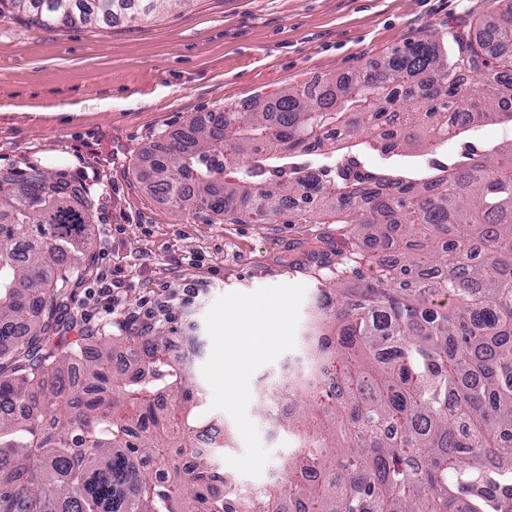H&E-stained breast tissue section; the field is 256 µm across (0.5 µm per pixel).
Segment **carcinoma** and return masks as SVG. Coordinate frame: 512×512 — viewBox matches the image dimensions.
<instances>
[{
  "instance_id": "1",
  "label": "carcinoma",
  "mask_w": 512,
  "mask_h": 512,
  "mask_svg": "<svg viewBox=\"0 0 512 512\" xmlns=\"http://www.w3.org/2000/svg\"><path fill=\"white\" fill-rule=\"evenodd\" d=\"M183 2L0 0V18L95 28ZM489 122L512 123V0L449 45L407 43L143 150L155 163L139 178L181 211L340 225L344 250L315 274L306 368L283 385L301 443L255 493L218 468L226 442L196 418L201 389L169 330L103 328L91 357L52 343L58 299L92 259L91 201L41 171L21 188L0 176V512H512V143L427 170L336 164L342 149L428 152ZM381 239L395 253L364 249ZM119 346L129 361L114 362Z\"/></svg>"
}]
</instances>
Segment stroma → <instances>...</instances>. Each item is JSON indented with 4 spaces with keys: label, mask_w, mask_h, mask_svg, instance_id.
I'll list each match as a JSON object with an SVG mask.
<instances>
[{
    "label": "stroma",
    "mask_w": 512,
    "mask_h": 512,
    "mask_svg": "<svg viewBox=\"0 0 512 512\" xmlns=\"http://www.w3.org/2000/svg\"><path fill=\"white\" fill-rule=\"evenodd\" d=\"M494 0H189L160 18L95 29L44 30L0 18V170L31 169L83 185L92 200V270L63 311L68 342L157 301L156 324L195 342L194 370L211 352L205 316L231 292L278 284L306 288L291 350L250 380L247 414L281 471L298 439L272 426L264 387L286 380L305 357L303 334L320 263L343 238L332 224H229L194 217L151 194L139 150L178 132L192 116L271 100L315 78L377 66L394 48L456 28ZM112 293L100 294L101 284ZM202 296L183 303L186 284Z\"/></svg>",
    "instance_id": "stroma-1"
}]
</instances>
